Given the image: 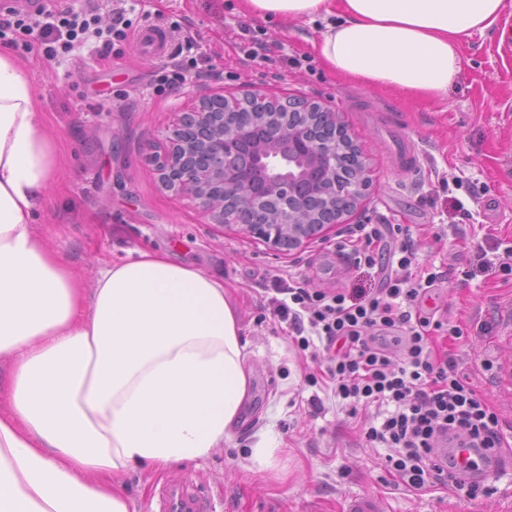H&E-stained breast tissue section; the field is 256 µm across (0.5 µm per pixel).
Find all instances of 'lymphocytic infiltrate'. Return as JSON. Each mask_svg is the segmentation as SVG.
<instances>
[{"label": "lymphocytic infiltrate", "mask_w": 512, "mask_h": 512, "mask_svg": "<svg viewBox=\"0 0 512 512\" xmlns=\"http://www.w3.org/2000/svg\"><path fill=\"white\" fill-rule=\"evenodd\" d=\"M125 14L114 8L111 25L103 28L97 5L61 11L44 5L1 18L0 39L20 28L35 30L49 56L84 49L102 56L113 38L125 37ZM402 232L399 224H359L352 232L357 264L377 270L381 288L362 295L343 288L312 291L279 278L268 305L298 348L324 358L323 375L336 398L352 408H378L380 421L365 440L387 449V465L406 489L440 486L469 499L486 496L492 488L480 474L482 453L510 447L512 440L469 374L459 371L450 353L435 349L438 337L458 338L462 330L422 311L437 276H412L415 252ZM455 443L474 451L470 474L456 471L454 460L442 454Z\"/></svg>", "instance_id": "lymphocytic-infiltrate-1"}]
</instances>
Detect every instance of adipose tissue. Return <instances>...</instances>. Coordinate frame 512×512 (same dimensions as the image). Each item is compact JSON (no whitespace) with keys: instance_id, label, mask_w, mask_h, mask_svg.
<instances>
[{"instance_id":"ef3b65f1","label":"adipose tissue","mask_w":512,"mask_h":512,"mask_svg":"<svg viewBox=\"0 0 512 512\" xmlns=\"http://www.w3.org/2000/svg\"><path fill=\"white\" fill-rule=\"evenodd\" d=\"M315 27L335 76L438 100L507 0H240ZM61 166L29 76L0 51V512H130L121 478L208 457L249 397L224 282L137 250L86 281L36 223Z\"/></svg>"}]
</instances>
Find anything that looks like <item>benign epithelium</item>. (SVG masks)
Masks as SVG:
<instances>
[{"label": "benign epithelium", "instance_id": "obj_1", "mask_svg": "<svg viewBox=\"0 0 512 512\" xmlns=\"http://www.w3.org/2000/svg\"><path fill=\"white\" fill-rule=\"evenodd\" d=\"M242 108L249 126L229 121ZM321 122L334 135L317 139ZM349 148L358 166L337 177ZM163 187L193 199L214 224H239L272 248L289 252L362 208L372 184L362 152L332 107L281 100L257 89L203 95L183 112L161 143Z\"/></svg>", "mask_w": 512, "mask_h": 512}]
</instances>
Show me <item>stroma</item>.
I'll use <instances>...</instances> for the list:
<instances>
[{
    "mask_svg": "<svg viewBox=\"0 0 512 512\" xmlns=\"http://www.w3.org/2000/svg\"><path fill=\"white\" fill-rule=\"evenodd\" d=\"M126 17V38L101 57L45 56L37 34L22 30L7 50L28 72L62 158L37 221L61 230L72 267L91 281L100 260L164 251L223 279L248 342L251 398L232 440L203 459L128 473L135 512H148L157 485L182 472L210 488L214 512H350L361 498L378 512H512V457L491 479L488 497L397 486L386 449L365 442L377 408L349 414L320 382L319 362L293 344L286 323L265 305L276 276L313 291L380 287L374 270L337 253L346 225L280 253L238 225L209 223L194 202L161 187L153 161L179 113L205 92L247 84L334 107L373 179L351 222L409 227L418 249L413 271L438 275L422 307L462 329L451 345L458 369L475 376L512 437V272L498 262L512 247V0L494 29L470 37L462 73L436 101L407 102L341 82L308 57L311 26L244 14L237 0H139ZM149 24L169 30L173 49L191 46L199 78L155 93L171 59L137 50L136 36ZM244 24L271 46L270 59L253 62L238 52ZM293 57L301 65H290ZM401 144L419 153V169L405 166ZM489 361L500 365L497 376L484 371ZM315 396L322 411L310 405Z\"/></svg>",
    "mask_w": 512,
    "mask_h": 512,
    "instance_id": "1",
    "label": "stroma"
}]
</instances>
